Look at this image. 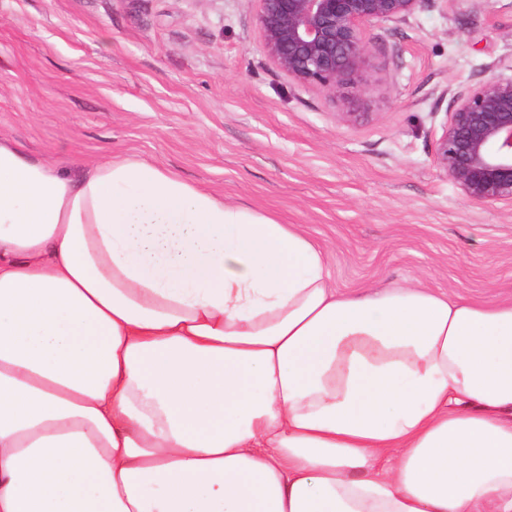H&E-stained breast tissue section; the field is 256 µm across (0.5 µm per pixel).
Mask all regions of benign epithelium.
I'll return each mask as SVG.
<instances>
[{
    "instance_id": "7a95c632",
    "label": "benign epithelium",
    "mask_w": 512,
    "mask_h": 512,
    "mask_svg": "<svg viewBox=\"0 0 512 512\" xmlns=\"http://www.w3.org/2000/svg\"><path fill=\"white\" fill-rule=\"evenodd\" d=\"M264 49L299 89L352 103L371 89L369 28L404 23L425 0H254ZM434 162L470 202L512 203V76L452 96Z\"/></svg>"
}]
</instances>
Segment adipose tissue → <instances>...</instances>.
<instances>
[{
	"label": "adipose tissue",
	"mask_w": 512,
	"mask_h": 512,
	"mask_svg": "<svg viewBox=\"0 0 512 512\" xmlns=\"http://www.w3.org/2000/svg\"><path fill=\"white\" fill-rule=\"evenodd\" d=\"M0 512H512V302L339 294L295 225L0 141Z\"/></svg>",
	"instance_id": "obj_1"
}]
</instances>
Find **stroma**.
Returning a JSON list of instances; mask_svg holds the SVG:
<instances>
[{
    "mask_svg": "<svg viewBox=\"0 0 512 512\" xmlns=\"http://www.w3.org/2000/svg\"><path fill=\"white\" fill-rule=\"evenodd\" d=\"M366 37L376 81L346 125L269 60L253 0H0V140L74 175L161 165L296 225L342 293L511 301L512 204L466 200L434 151L451 91L512 74V0H425Z\"/></svg>",
    "mask_w": 512,
    "mask_h": 512,
    "instance_id": "1",
    "label": "stroma"
}]
</instances>
